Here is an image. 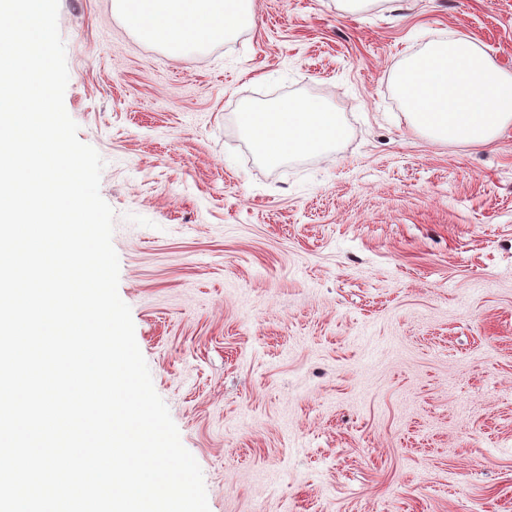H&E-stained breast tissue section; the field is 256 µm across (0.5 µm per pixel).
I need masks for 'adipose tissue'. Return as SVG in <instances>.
I'll list each match as a JSON object with an SVG mask.
<instances>
[{
	"instance_id": "ef3b65f1",
	"label": "adipose tissue",
	"mask_w": 512,
	"mask_h": 512,
	"mask_svg": "<svg viewBox=\"0 0 512 512\" xmlns=\"http://www.w3.org/2000/svg\"><path fill=\"white\" fill-rule=\"evenodd\" d=\"M112 5L130 29L180 57L199 54L254 20L251 0H112ZM397 91L412 126L435 141L486 145L512 126V72L463 39L436 42L405 58ZM240 124L255 149L271 160L311 154L346 136L336 114L311 101L275 112H244Z\"/></svg>"
}]
</instances>
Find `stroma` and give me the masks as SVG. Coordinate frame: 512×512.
<instances>
[{"label":"stroma","instance_id":"obj_1","mask_svg":"<svg viewBox=\"0 0 512 512\" xmlns=\"http://www.w3.org/2000/svg\"><path fill=\"white\" fill-rule=\"evenodd\" d=\"M198 57L59 0L118 292L210 512H512V128H413L405 56L512 72V0H253ZM314 101L347 138L263 161L239 115Z\"/></svg>","mask_w":512,"mask_h":512}]
</instances>
